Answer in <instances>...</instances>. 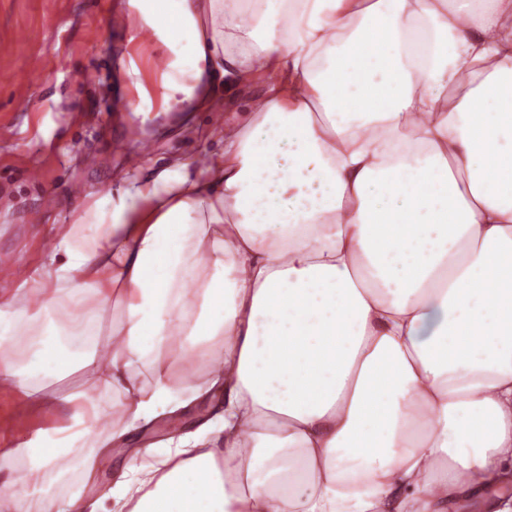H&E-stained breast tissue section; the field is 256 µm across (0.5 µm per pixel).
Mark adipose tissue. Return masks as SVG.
Instances as JSON below:
<instances>
[{"instance_id": "adipose-tissue-1", "label": "adipose tissue", "mask_w": 512, "mask_h": 512, "mask_svg": "<svg viewBox=\"0 0 512 512\" xmlns=\"http://www.w3.org/2000/svg\"><path fill=\"white\" fill-rule=\"evenodd\" d=\"M247 2L128 0L163 111L206 76L275 79L206 159L88 193L0 297V381L89 377L0 448V492L35 512H448L512 480V0ZM201 352L224 386L206 434L85 498L97 424L117 441L189 405L169 366ZM152 35L145 34L140 44L135 48L134 54L139 65L146 66L152 72H163L166 70L165 56L161 54L153 55L152 52L146 54L145 50L151 46Z\"/></svg>"}]
</instances>
